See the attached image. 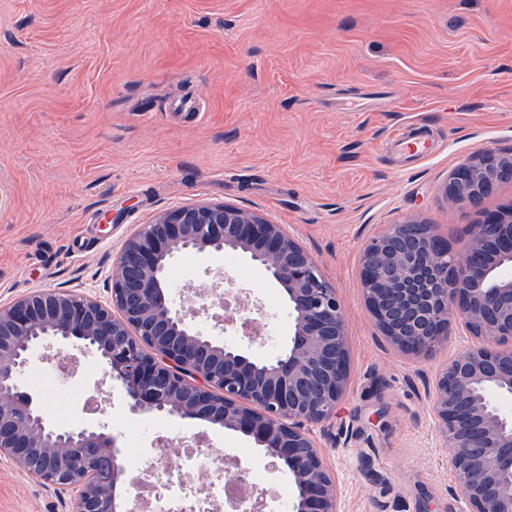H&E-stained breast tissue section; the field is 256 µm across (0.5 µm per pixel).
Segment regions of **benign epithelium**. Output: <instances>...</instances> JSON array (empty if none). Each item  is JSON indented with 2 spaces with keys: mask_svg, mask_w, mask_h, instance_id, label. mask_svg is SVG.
<instances>
[{
  "mask_svg": "<svg viewBox=\"0 0 512 512\" xmlns=\"http://www.w3.org/2000/svg\"><path fill=\"white\" fill-rule=\"evenodd\" d=\"M512 180V157L483 153L449 176L445 194L476 207ZM389 224L362 249L361 284L376 325L399 352L471 341L442 363L429 389L437 447L449 452L466 512H512V211L468 226L462 254L438 272L432 226ZM240 252L283 290L288 340L254 359L174 307L169 269L184 251ZM52 338L99 357L132 414L165 413L239 431L288 470L291 512H340L337 487L313 438L350 381L343 305L305 249L263 214L230 203L164 210L124 244L111 302L42 288L0 306V456L33 479L72 491V512H129L120 437L100 426H48L21 384L33 350Z\"/></svg>",
  "mask_w": 512,
  "mask_h": 512,
  "instance_id": "1",
  "label": "benign epithelium"
}]
</instances>
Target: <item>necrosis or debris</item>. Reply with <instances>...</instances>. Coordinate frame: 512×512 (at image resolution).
Segmentation results:
<instances>
[{
	"label": "necrosis or debris",
	"instance_id": "necrosis-or-debris-1",
	"mask_svg": "<svg viewBox=\"0 0 512 512\" xmlns=\"http://www.w3.org/2000/svg\"><path fill=\"white\" fill-rule=\"evenodd\" d=\"M131 472L146 474L137 490L142 512H266L267 496L260 489L262 474L240 480L228 477L229 463L216 449L159 451L152 461L135 456L128 460ZM206 475L205 483H190V472Z\"/></svg>",
	"mask_w": 512,
	"mask_h": 512
}]
</instances>
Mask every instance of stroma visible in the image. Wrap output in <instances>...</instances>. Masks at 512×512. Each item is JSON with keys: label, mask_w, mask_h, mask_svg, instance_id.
<instances>
[{"label": "stroma", "mask_w": 512, "mask_h": 512, "mask_svg": "<svg viewBox=\"0 0 512 512\" xmlns=\"http://www.w3.org/2000/svg\"><path fill=\"white\" fill-rule=\"evenodd\" d=\"M426 126L429 158L394 133ZM482 152L512 156V0H0V306L61 287L111 299L112 262L158 212L227 202L281 225L343 304L349 389L317 434L342 512H464L426 386L466 342L396 352L369 313L361 248L388 224L434 225L461 249L469 225L512 208L504 182L480 208L450 205V174ZM258 308L256 356L287 338L280 286L245 255L178 258L173 297L209 283ZM72 401L31 386L51 423L200 434L286 493L288 474L218 425L134 415L95 356ZM0 512H71L69 494L0 456Z\"/></svg>", "instance_id": "stroma-1"}]
</instances>
